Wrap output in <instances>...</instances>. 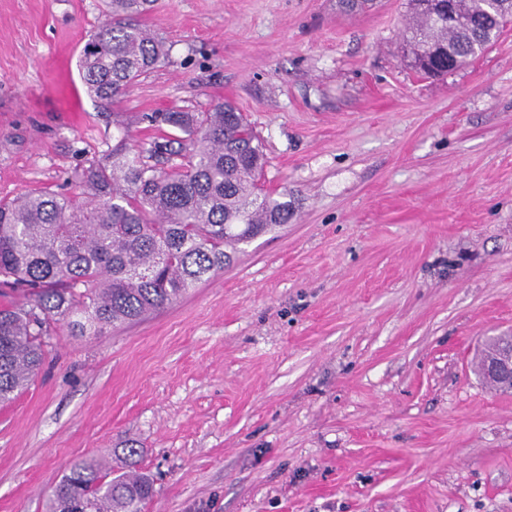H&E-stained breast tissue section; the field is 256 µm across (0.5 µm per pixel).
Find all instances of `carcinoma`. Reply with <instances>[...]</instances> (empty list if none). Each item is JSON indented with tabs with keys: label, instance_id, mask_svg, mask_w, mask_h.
<instances>
[{
	"label": "carcinoma",
	"instance_id": "obj_1",
	"mask_svg": "<svg viewBox=\"0 0 512 512\" xmlns=\"http://www.w3.org/2000/svg\"><path fill=\"white\" fill-rule=\"evenodd\" d=\"M154 0H111L105 22L79 58L88 94L114 103L163 59V47L134 21ZM406 34L412 59L448 49L467 62L489 47V33L512 21L469 0L454 19L432 17L409 0ZM178 135L112 145L82 169L81 196L44 189L0 200V287L23 292L25 306L0 305V403L13 401L36 376L50 322L74 335L101 336L183 298L230 261L226 248L248 243L293 211L259 182L263 150L242 113L228 103L208 112L146 117ZM153 479L130 466L71 463L49 494V512H143Z\"/></svg>",
	"mask_w": 512,
	"mask_h": 512
}]
</instances>
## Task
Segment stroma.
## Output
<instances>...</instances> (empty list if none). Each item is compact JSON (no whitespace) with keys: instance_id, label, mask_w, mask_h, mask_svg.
<instances>
[{"instance_id":"obj_1","label":"stroma","mask_w":512,"mask_h":512,"mask_svg":"<svg viewBox=\"0 0 512 512\" xmlns=\"http://www.w3.org/2000/svg\"><path fill=\"white\" fill-rule=\"evenodd\" d=\"M155 0L164 60L110 108L79 54L107 0H0V197L78 194L144 114L226 102L292 219L102 336L53 324L0 404V512H45L78 458L138 448L143 512H512V395L473 368L512 332V28L407 66L408 0Z\"/></svg>"}]
</instances>
